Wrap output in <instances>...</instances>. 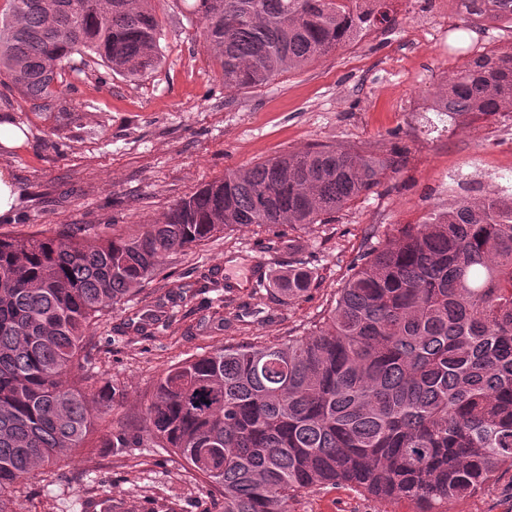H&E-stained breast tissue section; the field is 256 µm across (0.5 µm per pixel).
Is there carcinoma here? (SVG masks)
Returning a JSON list of instances; mask_svg holds the SVG:
<instances>
[{"label":"carcinoma","mask_w":512,"mask_h":512,"mask_svg":"<svg viewBox=\"0 0 512 512\" xmlns=\"http://www.w3.org/2000/svg\"><path fill=\"white\" fill-rule=\"evenodd\" d=\"M384 0H190L224 87L260 88L391 22ZM153 0H11L0 75L34 104L70 55L119 75L161 64ZM460 123L512 113V47L469 60L438 93ZM408 164L407 152L313 144L224 174L157 224L95 242L0 233L3 492L81 448L143 439L217 486L224 512H288L318 485L406 498L418 512L512 467V192L460 196L360 255L306 336L221 347L168 369L141 435H112L116 391L73 367L90 323L139 291L159 259L233 224H326ZM288 293L309 288L296 266Z\"/></svg>","instance_id":"carcinoma-1"}]
</instances>
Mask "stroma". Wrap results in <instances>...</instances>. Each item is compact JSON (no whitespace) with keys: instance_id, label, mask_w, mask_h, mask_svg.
Listing matches in <instances>:
<instances>
[{"instance_id":"1","label":"stroma","mask_w":512,"mask_h":512,"mask_svg":"<svg viewBox=\"0 0 512 512\" xmlns=\"http://www.w3.org/2000/svg\"><path fill=\"white\" fill-rule=\"evenodd\" d=\"M396 25L372 30L302 70L253 90H228L201 25L183 0H158L163 59L126 77L73 55L58 99L32 104L0 85V122L26 135L0 147L19 204L0 232H60L94 239L134 232L224 173L314 143L406 148L395 190H378L327 224H238L163 258L161 273L89 329L81 364L117 390L112 429L138 434L158 379L221 346L303 336L326 315L359 256L434 206L499 189L512 170V117L431 132L416 108L439 93L467 58L512 45V20L476 19L460 0H387ZM313 282L275 291L289 266ZM224 512V498L181 457L143 441L136 448H75L23 481L14 512ZM449 512H512V468ZM289 512H417L344 486H317Z\"/></svg>"}]
</instances>
